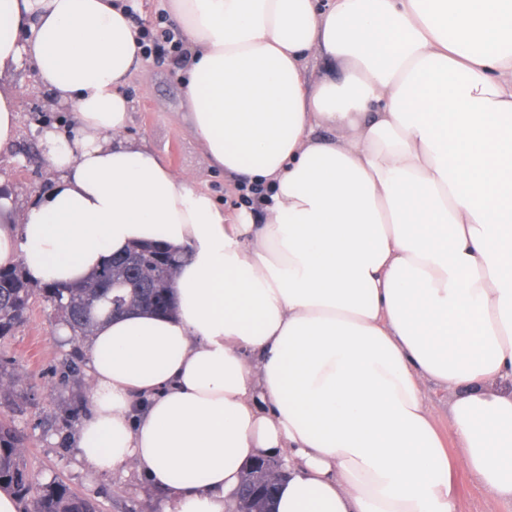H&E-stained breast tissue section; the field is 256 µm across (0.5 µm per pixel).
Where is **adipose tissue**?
<instances>
[{
	"mask_svg": "<svg viewBox=\"0 0 512 512\" xmlns=\"http://www.w3.org/2000/svg\"><path fill=\"white\" fill-rule=\"evenodd\" d=\"M169 9L184 120L257 211L124 140L126 0H0V78L31 65L76 130H43L39 201L0 198V265L73 285L137 242L182 252L174 314L87 341L79 459L136 469L162 512H227L278 454L276 512H457L455 466L512 502V0ZM320 59L338 73L314 82ZM427 380L456 394V459Z\"/></svg>",
	"mask_w": 512,
	"mask_h": 512,
	"instance_id": "obj_1",
	"label": "adipose tissue"
}]
</instances>
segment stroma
<instances>
[{
	"mask_svg": "<svg viewBox=\"0 0 512 512\" xmlns=\"http://www.w3.org/2000/svg\"><path fill=\"white\" fill-rule=\"evenodd\" d=\"M4 84L17 95L19 130L7 153L0 155V189L23 210L51 187L53 173L41 143L44 128L65 134L74 128L31 67H23ZM124 91L131 101L127 141H146L174 171L190 174L226 213L242 210L239 191L212 166L186 127L187 110L174 56H151ZM63 322L43 298H36L28 321L4 345L0 357L20 378L28 394L14 419L26 435L24 455L40 481L54 478L96 503L99 512H159L162 498L136 472H93L77 457L75 435L90 416L91 382L85 373L86 348L81 337L62 335ZM458 512H512V504L494 503L488 491L462 469L451 471Z\"/></svg>",
	"mask_w": 512,
	"mask_h": 512,
	"instance_id": "stroma-1",
	"label": "stroma"
}]
</instances>
